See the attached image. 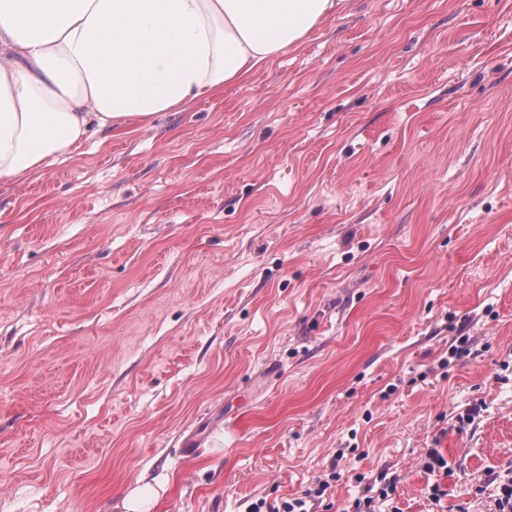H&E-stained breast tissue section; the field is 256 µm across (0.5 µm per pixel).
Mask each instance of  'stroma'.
<instances>
[{"instance_id": "stroma-1", "label": "stroma", "mask_w": 512, "mask_h": 512, "mask_svg": "<svg viewBox=\"0 0 512 512\" xmlns=\"http://www.w3.org/2000/svg\"><path fill=\"white\" fill-rule=\"evenodd\" d=\"M511 471L512 0H351L0 183V512H494ZM167 478L155 481V484L137 480L115 505L114 512H151L160 499V491H164Z\"/></svg>"}]
</instances>
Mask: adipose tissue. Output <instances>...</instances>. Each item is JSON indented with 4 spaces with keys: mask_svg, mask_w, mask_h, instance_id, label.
I'll use <instances>...</instances> for the list:
<instances>
[{
    "mask_svg": "<svg viewBox=\"0 0 512 512\" xmlns=\"http://www.w3.org/2000/svg\"><path fill=\"white\" fill-rule=\"evenodd\" d=\"M348 0H0V182L151 126L302 43Z\"/></svg>",
    "mask_w": 512,
    "mask_h": 512,
    "instance_id": "1",
    "label": "adipose tissue"
}]
</instances>
